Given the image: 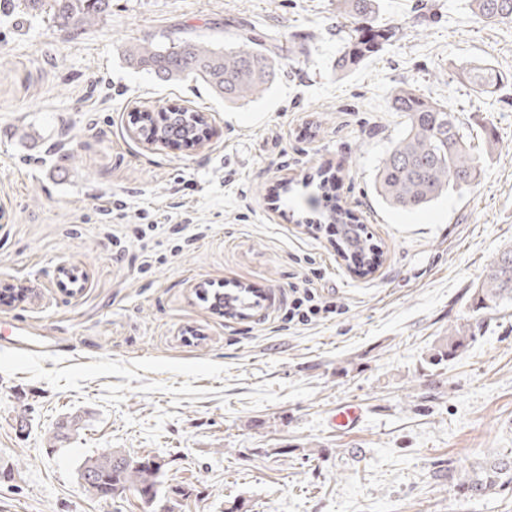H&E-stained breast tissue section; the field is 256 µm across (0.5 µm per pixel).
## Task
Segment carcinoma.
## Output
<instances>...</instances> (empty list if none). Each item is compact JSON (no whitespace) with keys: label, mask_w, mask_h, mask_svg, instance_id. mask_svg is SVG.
Wrapping results in <instances>:
<instances>
[{"label":"carcinoma","mask_w":512,"mask_h":512,"mask_svg":"<svg viewBox=\"0 0 512 512\" xmlns=\"http://www.w3.org/2000/svg\"><path fill=\"white\" fill-rule=\"evenodd\" d=\"M9 6H21L26 14L44 13L65 26L81 28L106 14L111 0H7ZM352 19L353 29L343 51L336 58V73L376 53L386 39L384 30L374 23L376 0H339ZM471 17L476 24H512V0H471ZM275 51L252 37L209 46L194 39H180L170 45L134 44L124 51L131 67L144 70L162 82L191 77L205 84L226 102L256 98L278 78L279 63ZM469 84L484 93H493L502 83V75L484 62L462 68ZM391 109L402 112L406 124L401 136L383 157L375 178L374 192L388 207L417 209L445 194L471 188L480 175V157L472 152V134L460 123L448 106L431 102L409 87H400L391 95ZM206 121L195 119L187 110L177 108L161 112L155 118H140L142 137L178 140L186 145L198 143ZM330 223L341 229L344 252L352 253L363 265L372 268L379 249L364 225L343 205L336 204ZM469 311L491 315L512 304V245L503 248L487 265L483 276L470 290ZM475 341L469 325L448 328V343L441 356L454 358ZM162 465L155 459L131 457L110 448L86 459L79 470L85 492L96 498H108L128 491L136 492L149 504L159 492ZM466 497H481L496 491L512 490V458L486 460L477 468L465 467L455 484Z\"/></svg>","instance_id":"carcinoma-1"}]
</instances>
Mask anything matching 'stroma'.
<instances>
[{
	"label": "stroma",
	"mask_w": 512,
	"mask_h": 512,
	"mask_svg": "<svg viewBox=\"0 0 512 512\" xmlns=\"http://www.w3.org/2000/svg\"><path fill=\"white\" fill-rule=\"evenodd\" d=\"M378 23L391 37L340 78L337 0H112L79 29L0 12V282L25 290L0 297V512H512V492L468 498L448 477L512 453V306L436 358L512 244V28L473 23L469 0H378ZM244 30L282 50L251 101L124 60ZM471 61L504 75L494 95L459 77ZM401 86L455 112L482 168L411 211L373 191ZM173 106L206 114L200 145L136 136L140 111ZM325 169L382 250L373 270L312 224L303 182ZM303 276L342 312L290 323ZM205 282L274 304L229 317ZM26 340L39 356L15 352ZM347 403L362 414L342 430ZM108 448L161 463L152 504L84 491L79 465ZM475 339L476 336H473L468 324L451 326L448 328V343L446 349L441 351V357L445 356L448 360L453 359L458 352L475 341Z\"/></svg>",
	"instance_id": "obj_1"
}]
</instances>
